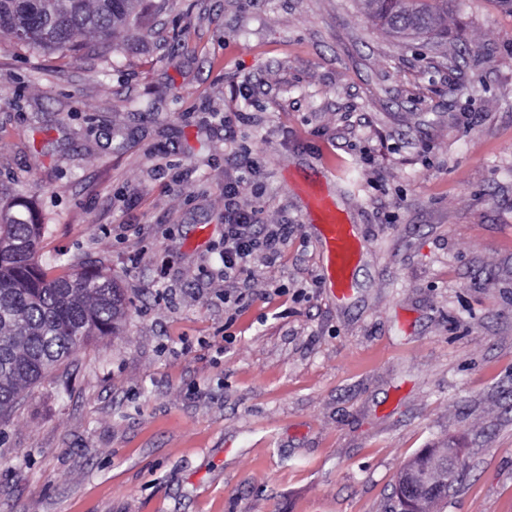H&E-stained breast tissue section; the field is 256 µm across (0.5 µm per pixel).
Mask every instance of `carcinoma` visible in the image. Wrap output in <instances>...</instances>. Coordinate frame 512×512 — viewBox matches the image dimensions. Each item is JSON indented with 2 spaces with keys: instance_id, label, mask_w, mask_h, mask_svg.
Wrapping results in <instances>:
<instances>
[{
  "instance_id": "carcinoma-1",
  "label": "carcinoma",
  "mask_w": 512,
  "mask_h": 512,
  "mask_svg": "<svg viewBox=\"0 0 512 512\" xmlns=\"http://www.w3.org/2000/svg\"><path fill=\"white\" fill-rule=\"evenodd\" d=\"M380 29L402 38L448 33V0H360ZM145 0H0V36L40 53L90 55L110 46L118 31L141 35ZM79 35L93 41L80 44ZM43 225L23 197L0 200V417L24 389L95 336L116 333L126 295L93 265L51 274L40 259Z\"/></svg>"
}]
</instances>
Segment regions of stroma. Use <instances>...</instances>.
<instances>
[{
    "instance_id": "stroma-1",
    "label": "stroma",
    "mask_w": 512,
    "mask_h": 512,
    "mask_svg": "<svg viewBox=\"0 0 512 512\" xmlns=\"http://www.w3.org/2000/svg\"><path fill=\"white\" fill-rule=\"evenodd\" d=\"M141 26L75 62L0 39V197L128 297L0 419V512H389L452 441L436 512H512V10L450 0L430 44L358 0H166ZM246 156L244 203L292 232L244 286L216 270ZM303 178L363 244L347 298Z\"/></svg>"
}]
</instances>
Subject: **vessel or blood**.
Returning a JSON list of instances; mask_svg holds the SVG:
<instances>
[{
    "label": "vessel or blood",
    "instance_id": "obj_1",
    "mask_svg": "<svg viewBox=\"0 0 512 512\" xmlns=\"http://www.w3.org/2000/svg\"><path fill=\"white\" fill-rule=\"evenodd\" d=\"M309 209L318 215L321 222V276L336 297H346L353 286L360 252L354 227L344 223L333 204L323 195H311Z\"/></svg>",
    "mask_w": 512,
    "mask_h": 512
}]
</instances>
